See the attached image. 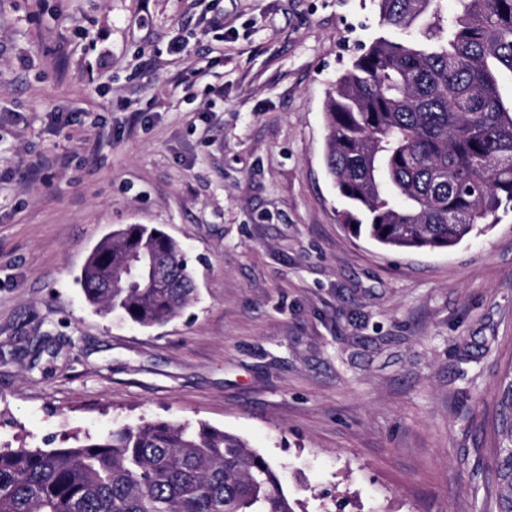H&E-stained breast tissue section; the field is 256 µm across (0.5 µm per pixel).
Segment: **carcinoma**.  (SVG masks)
<instances>
[{"instance_id": "obj_1", "label": "carcinoma", "mask_w": 512, "mask_h": 512, "mask_svg": "<svg viewBox=\"0 0 512 512\" xmlns=\"http://www.w3.org/2000/svg\"><path fill=\"white\" fill-rule=\"evenodd\" d=\"M374 39L326 103L325 166L343 222L391 249L449 248L512 204V0H376ZM148 258L156 288L132 266ZM86 301L141 327L170 322L195 293L181 245L129 224L99 241ZM494 485L512 512V380L492 421ZM0 512H296L280 473L241 437L143 422L70 448H0Z\"/></svg>"}]
</instances>
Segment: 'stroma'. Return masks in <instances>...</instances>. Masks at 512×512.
Instances as JSON below:
<instances>
[{
    "label": "stroma",
    "instance_id": "1",
    "mask_svg": "<svg viewBox=\"0 0 512 512\" xmlns=\"http://www.w3.org/2000/svg\"><path fill=\"white\" fill-rule=\"evenodd\" d=\"M374 0H0V448L235 433L302 512H496L512 209L450 249L354 236L325 104ZM126 224L196 293L151 328L76 283Z\"/></svg>",
    "mask_w": 512,
    "mask_h": 512
}]
</instances>
